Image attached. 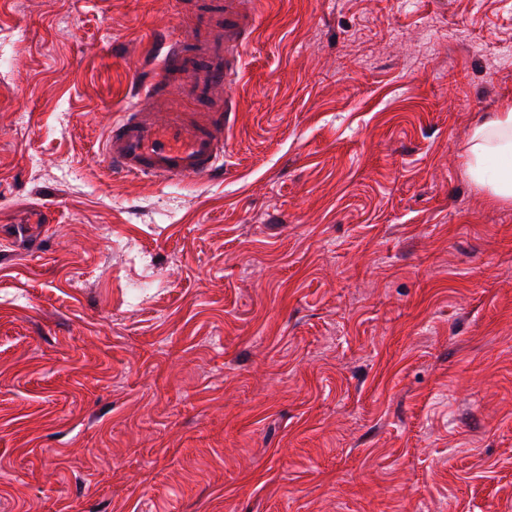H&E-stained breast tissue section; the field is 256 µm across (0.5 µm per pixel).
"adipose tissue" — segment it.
Listing matches in <instances>:
<instances>
[{"label":"adipose tissue","instance_id":"adipose-tissue-1","mask_svg":"<svg viewBox=\"0 0 512 512\" xmlns=\"http://www.w3.org/2000/svg\"><path fill=\"white\" fill-rule=\"evenodd\" d=\"M467 173L491 198L512 202V99L491 118L477 121L467 148Z\"/></svg>","mask_w":512,"mask_h":512}]
</instances>
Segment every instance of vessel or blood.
Instances as JSON below:
<instances>
[{
  "instance_id": "obj_1",
  "label": "vessel or blood",
  "mask_w": 512,
  "mask_h": 512,
  "mask_svg": "<svg viewBox=\"0 0 512 512\" xmlns=\"http://www.w3.org/2000/svg\"><path fill=\"white\" fill-rule=\"evenodd\" d=\"M255 0H207L192 14V41L171 42L143 91L163 102L172 85L193 112H145L132 107L113 121L105 158L118 175L157 180L206 179L224 168V134L235 106L220 92L239 72L255 29Z\"/></svg>"
}]
</instances>
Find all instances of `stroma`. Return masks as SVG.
<instances>
[{"instance_id": "stroma-1", "label": "stroma", "mask_w": 512, "mask_h": 512, "mask_svg": "<svg viewBox=\"0 0 512 512\" xmlns=\"http://www.w3.org/2000/svg\"><path fill=\"white\" fill-rule=\"evenodd\" d=\"M182 10L0 0V512H512V0H257L223 176H110ZM467 173L491 198L512 202V99L498 112L478 120L472 127L467 155Z\"/></svg>"}]
</instances>
